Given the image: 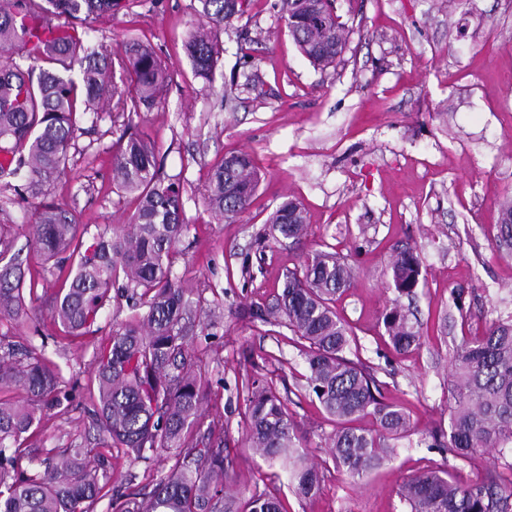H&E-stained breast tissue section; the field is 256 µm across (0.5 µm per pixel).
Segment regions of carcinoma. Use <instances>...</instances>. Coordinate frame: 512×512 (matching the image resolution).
<instances>
[{"mask_svg": "<svg viewBox=\"0 0 512 512\" xmlns=\"http://www.w3.org/2000/svg\"><path fill=\"white\" fill-rule=\"evenodd\" d=\"M207 23L197 26L186 45L195 76L210 78L220 47L217 27L241 16L249 0H200ZM119 0H0V180L26 177L31 195L60 177L69 149L81 130L77 114L98 119L105 108L135 113L167 87V73L155 48L136 40L124 44L115 60L84 41L91 22L112 16ZM285 26L300 52L316 67L341 61L348 38L332 0H282ZM124 78L115 79V67ZM79 69V79L71 72ZM112 180L135 195L136 211L125 229L108 225L76 231V217L64 204L43 203L30 225V242L48 260L69 255L73 267L56 283L51 318L67 339L90 333L99 312L122 280L132 307L143 310L112 332L95 353L96 427L100 444L121 448L135 461L171 452L174 464L151 489L111 496L113 512H286L265 492L247 498L234 488L224 455L219 421L205 422L204 373L188 359V336L198 312L172 271L183 221L181 185L165 180L156 151L136 134L119 139L112 153ZM252 156L233 154L213 170L207 203L219 221L245 212L259 186ZM269 235L299 241L308 219L293 199L281 202L267 220ZM14 238L0 225V321L19 316L25 296L37 295L39 282L26 279L23 261L10 254ZM499 252L512 253V201L501 209L496 239ZM353 265L336 251L306 256L284 275L275 306L251 315L269 323L283 319L308 343L304 352L309 394L336 421L328 437L334 468L355 482L381 466L393 452L391 441L405 436L410 419L385 400L373 373L346 357L357 344L351 328L336 314V294L351 287ZM388 287L411 297L422 280L416 248L393 250ZM383 327L397 351L419 343L420 333L398 304L383 316ZM452 385L448 429L434 435V447L459 457L512 444V323L493 322L464 341L450 361ZM78 382L66 386L59 366L34 349L22 360L13 349L0 353V512H94L106 495L93 448H62L36 459L29 456L40 414L71 403ZM21 389V400L3 393ZM247 440L267 462L286 471L297 492L313 498L327 466L300 450L288 407L269 384L252 381L244 398ZM369 417L373 426H355ZM40 471L19 470L23 459ZM398 495L409 512H507L512 480L495 470L483 481L461 486L445 470L409 476Z\"/></svg>", "mask_w": 512, "mask_h": 512, "instance_id": "carcinoma-1", "label": "carcinoma"}]
</instances>
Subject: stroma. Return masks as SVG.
Masks as SVG:
<instances>
[{"label":"stroma","instance_id":"1","mask_svg":"<svg viewBox=\"0 0 512 512\" xmlns=\"http://www.w3.org/2000/svg\"><path fill=\"white\" fill-rule=\"evenodd\" d=\"M275 0H250L247 12L218 30L215 79L192 72L183 44L200 21L199 0H122L97 20L93 44L119 54L130 40L151 42L170 75L165 92L134 117L101 113L82 121L70 172L41 198L0 181V224L34 276L47 265L29 247L40 201L69 205L80 226L128 223L132 199L112 190V146L124 129L154 143L162 172L180 176L188 232L174 271L201 308L189 352L206 375L207 412L224 425L229 469L243 494L265 491L287 512H407L398 490L427 469L447 470L462 485L488 470L512 478V446L457 457L431 445L448 424L449 362L463 341L494 321H512V257L495 249L501 205L512 200V0H335L349 31L341 63L314 68L289 35ZM253 155L260 183L248 210L218 222L204 189L224 155ZM300 201L308 234L267 238L266 220L285 199ZM416 246L426 282L414 298L386 287L393 247ZM333 247L350 256L356 279L336 300L359 338V360L384 397L409 414L413 432L397 453L356 486L337 469L320 493L298 496L248 446V381L276 388L310 458L326 457L336 424L305 394L303 340L286 325L251 319L253 305L274 304L284 274L308 253ZM400 301L421 327L418 345L395 351L382 315ZM51 295L5 320L19 348L45 345L63 378L80 388L67 412L44 416L33 450L96 446L89 394L99 343L133 312L113 297L94 334L70 341L50 317ZM109 488L139 491L170 466L168 453L135 461L101 449Z\"/></svg>","mask_w":512,"mask_h":512}]
</instances>
